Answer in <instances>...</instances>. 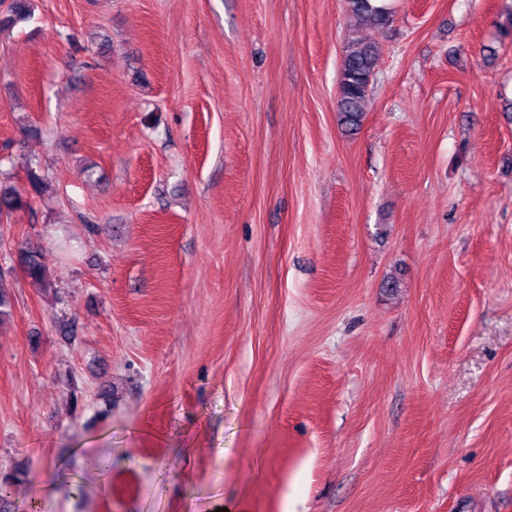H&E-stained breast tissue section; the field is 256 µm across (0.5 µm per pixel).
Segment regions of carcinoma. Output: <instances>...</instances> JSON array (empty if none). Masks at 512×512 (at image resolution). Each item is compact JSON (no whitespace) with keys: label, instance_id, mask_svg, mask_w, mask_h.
<instances>
[{"label":"carcinoma","instance_id":"cac0c4a2","mask_svg":"<svg viewBox=\"0 0 512 512\" xmlns=\"http://www.w3.org/2000/svg\"><path fill=\"white\" fill-rule=\"evenodd\" d=\"M347 10L359 24L371 29H383L392 23V14L383 4L375 0H345ZM33 14L32 0H11L9 14L0 18V30L28 21ZM378 55L373 42L353 32L343 49L338 84L337 108L341 125L347 131H356L361 126L370 86L374 79ZM10 173L0 170V215H11L28 206V199L46 191L48 182L38 167H29L27 187L21 189L8 182ZM20 267L31 281L46 285V270L41 261L37 245L27 243L17 254Z\"/></svg>","mask_w":512,"mask_h":512}]
</instances>
